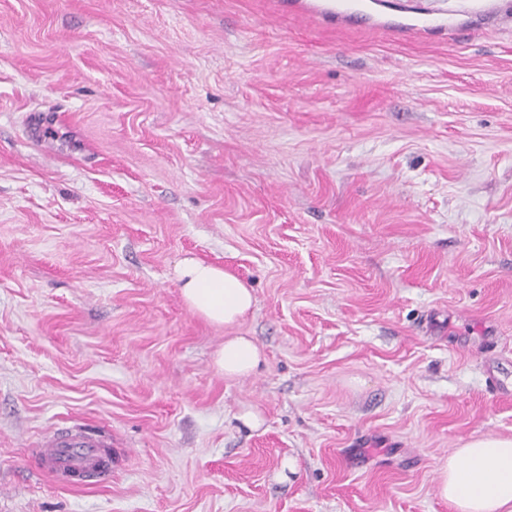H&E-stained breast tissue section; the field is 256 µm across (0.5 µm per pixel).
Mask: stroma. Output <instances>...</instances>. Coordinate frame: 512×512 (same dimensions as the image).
<instances>
[{
	"label": "stroma",
	"mask_w": 512,
	"mask_h": 512,
	"mask_svg": "<svg viewBox=\"0 0 512 512\" xmlns=\"http://www.w3.org/2000/svg\"><path fill=\"white\" fill-rule=\"evenodd\" d=\"M312 2L0 0V512H453L449 456L512 437V28ZM76 426L100 485L42 468ZM178 279L190 308L212 323H236L252 307L250 289L220 267L189 259L180 267ZM264 356L257 344L247 336H230L217 351L215 364L224 376L235 377L258 371Z\"/></svg>",
	"instance_id": "obj_1"
}]
</instances>
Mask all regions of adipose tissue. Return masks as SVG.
Segmentation results:
<instances>
[{
	"instance_id": "ef3b65f1",
	"label": "adipose tissue",
	"mask_w": 512,
	"mask_h": 512,
	"mask_svg": "<svg viewBox=\"0 0 512 512\" xmlns=\"http://www.w3.org/2000/svg\"><path fill=\"white\" fill-rule=\"evenodd\" d=\"M178 279L190 308L213 323H236L253 304L238 277L212 264L186 260ZM263 361L261 349L246 336L226 338L215 358L228 377L255 373ZM439 494L456 512H512V437H478L458 449L440 470Z\"/></svg>"
}]
</instances>
